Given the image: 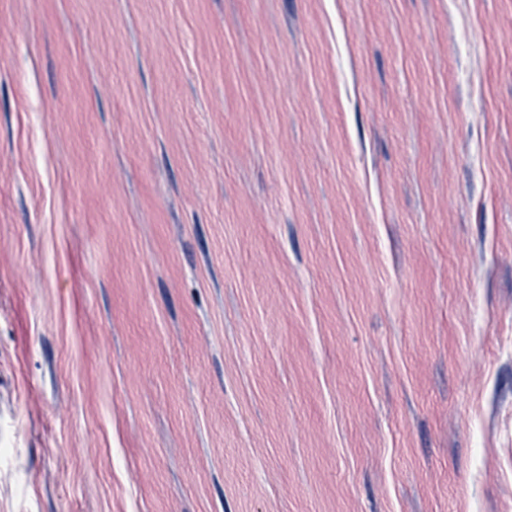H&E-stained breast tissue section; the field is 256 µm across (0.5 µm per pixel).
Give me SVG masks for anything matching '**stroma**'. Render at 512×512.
<instances>
[{
    "mask_svg": "<svg viewBox=\"0 0 512 512\" xmlns=\"http://www.w3.org/2000/svg\"><path fill=\"white\" fill-rule=\"evenodd\" d=\"M0 512H512V0H0Z\"/></svg>",
    "mask_w": 512,
    "mask_h": 512,
    "instance_id": "obj_1",
    "label": "stroma"
}]
</instances>
